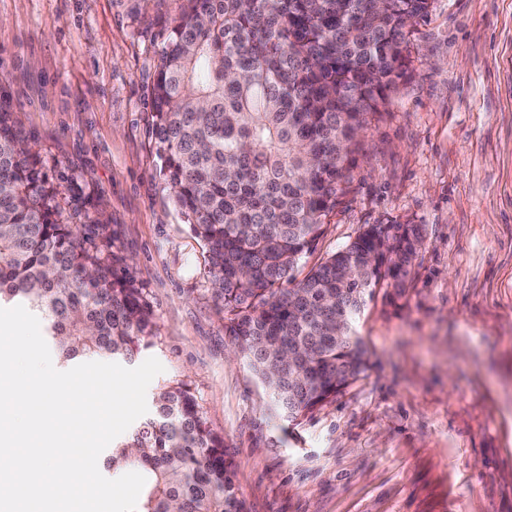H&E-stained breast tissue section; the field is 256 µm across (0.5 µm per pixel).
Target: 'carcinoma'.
Wrapping results in <instances>:
<instances>
[{"label": "carcinoma", "instance_id": "cac0c4a2", "mask_svg": "<svg viewBox=\"0 0 512 512\" xmlns=\"http://www.w3.org/2000/svg\"><path fill=\"white\" fill-rule=\"evenodd\" d=\"M431 0H187L152 88L159 177L202 243L224 328L297 421L355 381L354 321L381 279L405 287L415 224H366L296 280L347 193L352 146L408 68L409 27ZM41 157L0 111V305L42 316L68 363L131 362L158 337L112 238L73 224ZM295 354L288 363V351ZM114 472L146 479L136 512H244L224 437L188 383L158 389Z\"/></svg>", "mask_w": 512, "mask_h": 512}]
</instances>
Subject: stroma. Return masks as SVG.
I'll return each instance as SVG.
<instances>
[{"mask_svg":"<svg viewBox=\"0 0 512 512\" xmlns=\"http://www.w3.org/2000/svg\"><path fill=\"white\" fill-rule=\"evenodd\" d=\"M185 0H0V109L100 214L159 329L149 392L189 382L245 512H512V0H432L359 134L313 267L366 224H416L403 292L355 322L361 377L295 422L231 358L201 243L158 176L151 92Z\"/></svg>","mask_w":512,"mask_h":512,"instance_id":"1","label":"stroma"}]
</instances>
